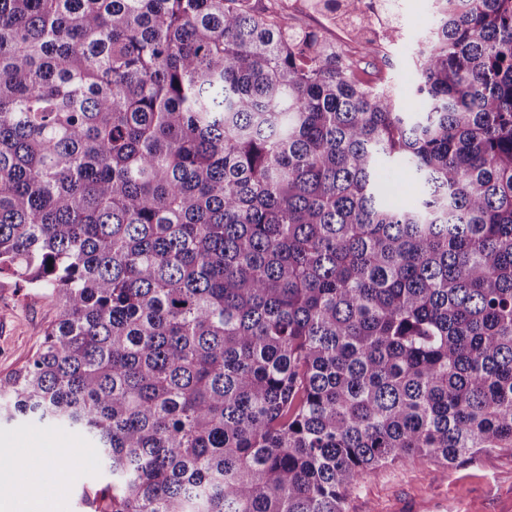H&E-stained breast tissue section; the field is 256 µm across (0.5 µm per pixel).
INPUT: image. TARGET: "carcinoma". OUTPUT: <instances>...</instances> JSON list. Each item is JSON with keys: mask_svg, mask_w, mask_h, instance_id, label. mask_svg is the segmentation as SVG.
I'll use <instances>...</instances> for the list:
<instances>
[{"mask_svg": "<svg viewBox=\"0 0 512 512\" xmlns=\"http://www.w3.org/2000/svg\"><path fill=\"white\" fill-rule=\"evenodd\" d=\"M433 2L406 107L250 0H0V287L59 309L0 420L86 438L87 512L512 448V0Z\"/></svg>", "mask_w": 512, "mask_h": 512, "instance_id": "carcinoma-1", "label": "carcinoma"}]
</instances>
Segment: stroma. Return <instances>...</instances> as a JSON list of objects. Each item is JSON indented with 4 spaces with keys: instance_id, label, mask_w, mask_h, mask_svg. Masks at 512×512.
Listing matches in <instances>:
<instances>
[{
    "instance_id": "1",
    "label": "stroma",
    "mask_w": 512,
    "mask_h": 512,
    "mask_svg": "<svg viewBox=\"0 0 512 512\" xmlns=\"http://www.w3.org/2000/svg\"><path fill=\"white\" fill-rule=\"evenodd\" d=\"M268 12H286L289 23L318 31L337 51L351 59L362 80L393 76L400 101H408L417 79L414 61L433 23L432 0H403L398 36L389 54L364 57L346 29L332 15L309 8L307 0H261ZM58 308L50 297L0 288V377L24 365L40 344ZM82 448L75 431L46 424L0 426V456L14 463H33L34 449ZM101 477L99 468L72 463L47 494L55 512H85L80 502L84 487ZM463 505V512H512V449L480 453L454 466L438 463L381 467L365 477L348 498L347 512H433L440 505Z\"/></svg>"
}]
</instances>
